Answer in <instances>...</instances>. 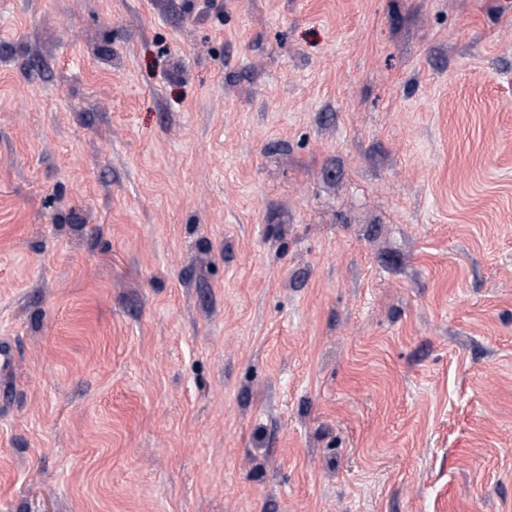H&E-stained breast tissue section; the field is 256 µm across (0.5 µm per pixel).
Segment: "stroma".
Returning a JSON list of instances; mask_svg holds the SVG:
<instances>
[{
  "mask_svg": "<svg viewBox=\"0 0 512 512\" xmlns=\"http://www.w3.org/2000/svg\"><path fill=\"white\" fill-rule=\"evenodd\" d=\"M0 512H512V0H0Z\"/></svg>",
  "mask_w": 512,
  "mask_h": 512,
  "instance_id": "35a3bbf8",
  "label": "stroma"
}]
</instances>
